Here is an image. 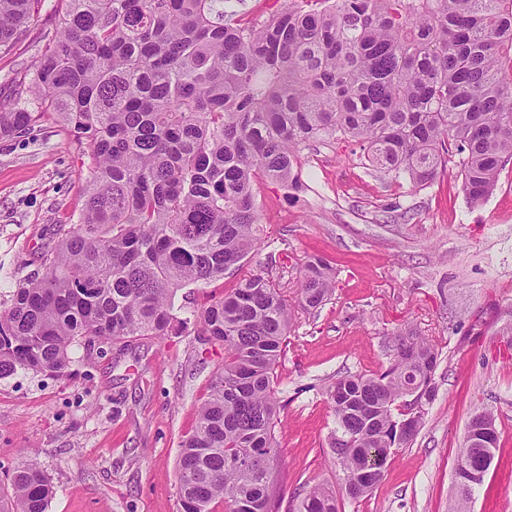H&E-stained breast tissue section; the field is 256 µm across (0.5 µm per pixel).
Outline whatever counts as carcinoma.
I'll use <instances>...</instances> for the list:
<instances>
[{
  "instance_id": "1",
  "label": "carcinoma",
  "mask_w": 512,
  "mask_h": 512,
  "mask_svg": "<svg viewBox=\"0 0 512 512\" xmlns=\"http://www.w3.org/2000/svg\"><path fill=\"white\" fill-rule=\"evenodd\" d=\"M36 75L0 105V137L30 136L45 115L88 155L78 221L40 257L42 273L0 310V378L63 374L80 343L124 344L174 330L173 297L242 270L259 253L256 183L301 188L300 152L356 144L369 166L413 187L448 165L481 204L512 160V0H273L267 19L230 0H65ZM38 0H0V53ZM241 277L197 318L224 364L178 460L179 512H271L280 406L275 368L293 304L267 270ZM296 305L316 310L335 275L320 257L300 271ZM439 351L410 329L389 365L328 387L341 493L317 482L289 512H340L367 498L416 436L436 392ZM464 439L448 512H468L462 473L495 458ZM0 512H47L53 488L31 467L11 477Z\"/></svg>"
}]
</instances>
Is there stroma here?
Here are the masks:
<instances>
[{"label": "stroma", "instance_id": "obj_1", "mask_svg": "<svg viewBox=\"0 0 512 512\" xmlns=\"http://www.w3.org/2000/svg\"><path fill=\"white\" fill-rule=\"evenodd\" d=\"M58 8L42 0L25 36L0 56V103H9L15 79L36 71ZM301 169L300 192L269 181L255 187L259 236L277 251L271 275L286 293L295 295L307 256L336 270L318 312L294 310L276 367L278 512L314 482H342L329 462L335 422L325 391L386 367L391 334L410 326L439 349L436 397L373 494L345 502L343 512H448L465 426L479 407L494 413L499 443L471 512H512V161L478 207L455 168L415 190L346 143L314 144ZM87 179L60 124L0 138L1 303L36 270L59 226L77 218ZM407 208L410 221L384 222L385 211ZM238 280L228 274L178 290L174 313L188 326L169 336L77 345L65 375L0 378V491L10 492L15 468L29 466L54 488L48 512H178L179 450L224 362L223 346L205 341L193 321Z\"/></svg>", "mask_w": 512, "mask_h": 512}]
</instances>
